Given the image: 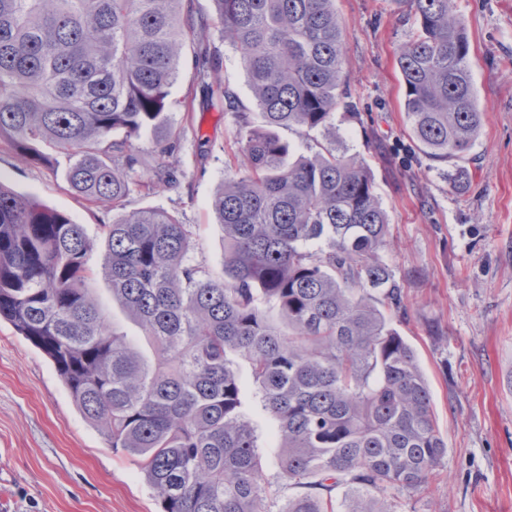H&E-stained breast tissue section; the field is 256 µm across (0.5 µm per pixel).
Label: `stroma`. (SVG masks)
I'll return each mask as SVG.
<instances>
[{
	"instance_id": "1",
	"label": "stroma",
	"mask_w": 512,
	"mask_h": 512,
	"mask_svg": "<svg viewBox=\"0 0 512 512\" xmlns=\"http://www.w3.org/2000/svg\"><path fill=\"white\" fill-rule=\"evenodd\" d=\"M471 43L470 67L485 112L481 135L456 188L449 164L412 139L401 108L400 46L417 30L405 0H336L345 20L346 101L358 120L339 124L350 154L371 170L390 222L379 257L404 292L407 314L392 326L416 351L448 453L401 512H512V0H456ZM224 84L261 115L238 55L220 41ZM194 96L200 138L181 140L179 191L135 192L127 210L161 207L191 225L197 259L224 268V228L210 203L238 152L237 127L222 101L206 100L192 57L181 61L170 111ZM0 182L69 215L95 240L102 263V210L67 186L61 169L21 161L0 145ZM244 395L267 476L278 470L275 421L252 383ZM133 462L109 448L79 411L51 360L0 320V512H159Z\"/></svg>"
}]
</instances>
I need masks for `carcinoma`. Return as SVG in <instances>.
<instances>
[{
	"label": "carcinoma",
	"mask_w": 512,
	"mask_h": 512,
	"mask_svg": "<svg viewBox=\"0 0 512 512\" xmlns=\"http://www.w3.org/2000/svg\"><path fill=\"white\" fill-rule=\"evenodd\" d=\"M262 117L236 95L234 175L211 202L224 271L194 256L191 225L134 191L181 187L187 129L169 97L192 52L222 85L221 54L194 0H0V142L64 166L101 225L112 300L152 348L116 332L87 288L94 240L68 215L0 183V318L55 364L85 417L137 465L162 512H400L447 454L415 350L377 306L403 309L378 258L389 222L363 161L340 142L293 156L278 130L336 137L345 22L335 0H212ZM419 24L396 63L420 149L464 160L484 112L454 0H404ZM153 138L146 166L134 142ZM149 168L148 180H134ZM246 362L276 421L277 481L244 407Z\"/></svg>",
	"instance_id": "obj_1"
}]
</instances>
